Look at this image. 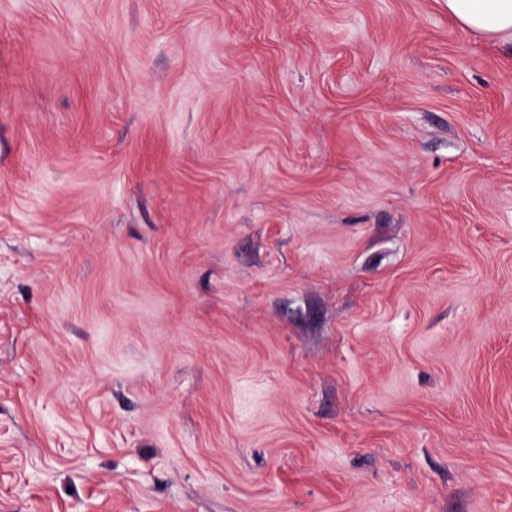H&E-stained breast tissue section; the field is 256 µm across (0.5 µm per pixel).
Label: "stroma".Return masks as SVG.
Returning a JSON list of instances; mask_svg holds the SVG:
<instances>
[{
    "label": "stroma",
    "mask_w": 512,
    "mask_h": 512,
    "mask_svg": "<svg viewBox=\"0 0 512 512\" xmlns=\"http://www.w3.org/2000/svg\"><path fill=\"white\" fill-rule=\"evenodd\" d=\"M0 512H512V45L0 0Z\"/></svg>",
    "instance_id": "1"
}]
</instances>
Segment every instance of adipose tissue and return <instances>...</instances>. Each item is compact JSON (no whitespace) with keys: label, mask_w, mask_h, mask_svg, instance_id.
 <instances>
[{"label":"adipose tissue","mask_w":512,"mask_h":512,"mask_svg":"<svg viewBox=\"0 0 512 512\" xmlns=\"http://www.w3.org/2000/svg\"><path fill=\"white\" fill-rule=\"evenodd\" d=\"M459 27L490 41L512 42V0H445Z\"/></svg>","instance_id":"obj_1"}]
</instances>
